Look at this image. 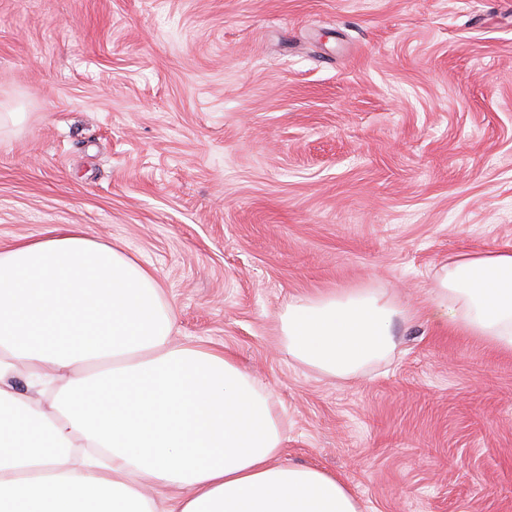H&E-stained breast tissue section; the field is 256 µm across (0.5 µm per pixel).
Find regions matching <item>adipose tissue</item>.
I'll list each match as a JSON object with an SVG mask.
<instances>
[{"label":"adipose tissue","mask_w":512,"mask_h":512,"mask_svg":"<svg viewBox=\"0 0 512 512\" xmlns=\"http://www.w3.org/2000/svg\"><path fill=\"white\" fill-rule=\"evenodd\" d=\"M397 315L375 292L300 298L282 334L343 377L392 349ZM431 317L512 351V251L449 258ZM173 323L154 273L81 228L0 249V512H360L279 462L266 391Z\"/></svg>","instance_id":"1"}]
</instances>
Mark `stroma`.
I'll list each match as a JSON object with an SVG mask.
<instances>
[{"mask_svg": "<svg viewBox=\"0 0 512 512\" xmlns=\"http://www.w3.org/2000/svg\"><path fill=\"white\" fill-rule=\"evenodd\" d=\"M1 112L0 248L139 258L361 512H512V352L427 318L449 257L512 249V0H0ZM356 290L392 353L296 360L288 303Z\"/></svg>", "mask_w": 512, "mask_h": 512, "instance_id": "stroma-1", "label": "stroma"}]
</instances>
